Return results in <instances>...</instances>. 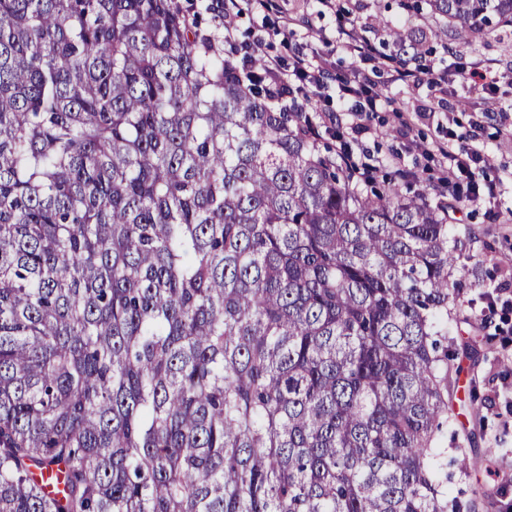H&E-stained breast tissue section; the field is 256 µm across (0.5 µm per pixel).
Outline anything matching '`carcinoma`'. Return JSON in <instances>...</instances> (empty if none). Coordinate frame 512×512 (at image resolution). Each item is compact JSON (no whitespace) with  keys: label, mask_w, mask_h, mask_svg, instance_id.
Instances as JSON below:
<instances>
[{"label":"carcinoma","mask_w":512,"mask_h":512,"mask_svg":"<svg viewBox=\"0 0 512 512\" xmlns=\"http://www.w3.org/2000/svg\"><path fill=\"white\" fill-rule=\"evenodd\" d=\"M203 9L0 0V512H461L448 202L362 185Z\"/></svg>","instance_id":"carcinoma-1"}]
</instances>
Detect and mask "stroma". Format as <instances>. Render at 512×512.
<instances>
[{
  "instance_id": "35a3bbf8",
  "label": "stroma",
  "mask_w": 512,
  "mask_h": 512,
  "mask_svg": "<svg viewBox=\"0 0 512 512\" xmlns=\"http://www.w3.org/2000/svg\"><path fill=\"white\" fill-rule=\"evenodd\" d=\"M407 0H335V11L323 10L319 0H239V38L256 35L268 57L289 58L296 47L328 60L334 72L348 79L361 76L365 63L336 45V16L347 15L378 52L397 53L388 28L400 27L410 43L432 48L438 68L449 77L441 86L408 85L391 72L375 75L376 88L389 109L373 113L379 130L365 147L371 161L412 170L413 191H430L443 162L438 145L449 131L475 132L490 155L492 177L501 179L492 220L482 202L461 207L451 226L459 240L461 258L471 259L459 294L448 306V395L454 414L440 436L449 459L468 456L469 469L449 466L448 495L471 504V512H512V296H495L501 282L512 280V29L472 42L456 29H445L429 7L406 8ZM290 24H283V17ZM491 63L492 89L461 80L458 64ZM493 489L494 501L474 502L475 486Z\"/></svg>"
}]
</instances>
